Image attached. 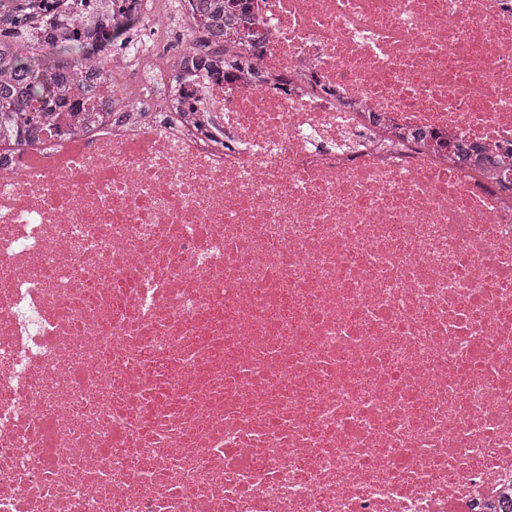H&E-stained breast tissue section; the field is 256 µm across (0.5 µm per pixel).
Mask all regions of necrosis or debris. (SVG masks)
Wrapping results in <instances>:
<instances>
[{"mask_svg":"<svg viewBox=\"0 0 512 512\" xmlns=\"http://www.w3.org/2000/svg\"><path fill=\"white\" fill-rule=\"evenodd\" d=\"M0 132V512H488L512 483V0H244ZM425 130L418 141L412 134ZM500 160L460 166L457 142ZM192 2L191 9L203 20L208 28L211 37L215 42L223 39L224 36V8L230 18L238 20L240 23L252 25L253 22L248 18L243 5L238 4L243 0H188ZM226 1H228L226 3Z\"/></svg>","mask_w":512,"mask_h":512,"instance_id":"1","label":"necrosis or debris"}]
</instances>
